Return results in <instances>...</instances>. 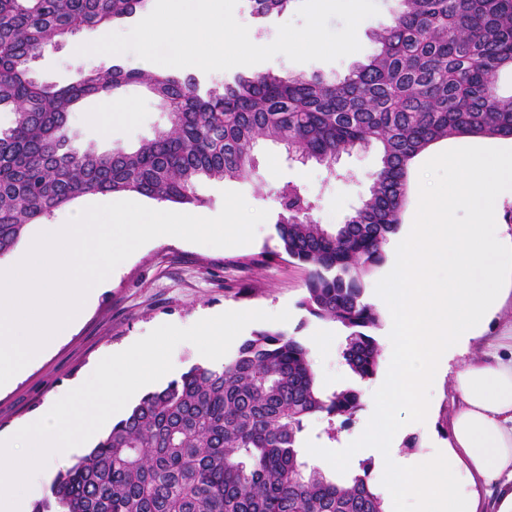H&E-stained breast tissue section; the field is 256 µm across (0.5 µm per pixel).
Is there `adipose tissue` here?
<instances>
[{
    "label": "adipose tissue",
    "instance_id": "adipose-tissue-1",
    "mask_svg": "<svg viewBox=\"0 0 512 512\" xmlns=\"http://www.w3.org/2000/svg\"><path fill=\"white\" fill-rule=\"evenodd\" d=\"M428 162L448 179L421 196L414 223L392 243V262L375 294L389 324L386 380L381 389L364 388L370 420L349 451H374L392 512L407 500L414 512H480L485 495L497 512H512V356L467 358L512 274V237L489 221L512 196V150L449 148ZM461 208L470 212L469 223H455ZM447 372L458 398L447 447L400 455L396 443L406 428L398 405L427 422L430 391Z\"/></svg>",
    "mask_w": 512,
    "mask_h": 512
}]
</instances>
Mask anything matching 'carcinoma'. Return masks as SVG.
<instances>
[{"label": "carcinoma", "mask_w": 512, "mask_h": 512, "mask_svg": "<svg viewBox=\"0 0 512 512\" xmlns=\"http://www.w3.org/2000/svg\"><path fill=\"white\" fill-rule=\"evenodd\" d=\"M144 0H0V258L26 227L79 196L135 192L198 202L196 184L245 179L255 149L272 142L323 165L378 149L369 196L345 223H317L316 204L295 183L277 191L275 232L288 262L307 271L298 301L309 316L347 330L341 356L360 380L374 377L380 346L367 279L386 261L402 224L408 168L449 137L512 138V0H399L373 31L374 54L336 82L320 74H238L203 89L193 76L112 66L74 83L42 84L31 63L42 47L82 28L105 29ZM255 14L283 13L293 0H251ZM146 88L169 127L134 149L73 145L69 114L88 97ZM361 392L316 383L308 347L280 329L255 331L219 368L194 365L144 394L75 463L58 470L33 512H384L367 464L345 481L301 454L314 417L349 421Z\"/></svg>", "instance_id": "cac0c4a2"}]
</instances>
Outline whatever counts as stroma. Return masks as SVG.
Instances as JSON below:
<instances>
[{
  "mask_svg": "<svg viewBox=\"0 0 512 512\" xmlns=\"http://www.w3.org/2000/svg\"><path fill=\"white\" fill-rule=\"evenodd\" d=\"M376 3L378 15L363 20L357 29L361 45L358 52L333 62L296 63L278 55L249 66V73H318L330 79H343L354 64L366 61L373 53V30L393 20L397 0H376ZM234 15L257 40L264 42L274 41L278 26L297 18L293 9L281 15H256L250 0H238ZM99 34V29L86 28L67 41L46 45L33 63L37 79L61 86L79 80L89 70L106 71L116 63L128 68L143 67V60L131 53L112 57L77 54V47L95 40ZM123 96L134 102L135 118L111 135L91 119V112L100 108L101 99H85L71 112L69 129L76 146L100 152L130 149L167 127L165 109L142 88L127 87ZM256 161V169L248 179L201 180L197 185L200 203L171 206L175 212L213 217L223 207V191L241 192L251 207L268 212L254 240L245 245L218 248L169 237L149 241L138 248L113 271L106 288L74 326L71 336L32 364L9 388L0 391V436L13 434L22 423L47 413L55 397L82 385L107 352L125 349L160 325L189 326L200 316L213 317L226 311L289 310L290 318L284 322V330L297 332L308 344L317 337L327 338L333 344L331 355L315 348L310 352L320 388L330 391L340 384L356 385V378L344 372L340 357L345 331L334 322L310 317L297 305L307 273L303 267L278 256L280 243L274 224L279 205L275 192L284 183L299 184L316 199L314 216L319 223H343L369 193L372 175L379 165L378 151L371 147L342 156L341 167L352 174L347 181L328 179L325 168L317 163L289 160L287 152L272 143H260ZM511 338L512 294L505 299L484 335L474 341L469 356L483 357L486 352L499 350ZM431 395L435 412L427 437L417 441L421 449L447 446L449 424L457 404L450 377H440ZM364 418V413H357L351 424L338 430L332 439L324 432V421L318 417L312 419L304 442L305 457L315 461L324 452L339 456V442L357 436L365 426Z\"/></svg>",
  "mask_w": 512,
  "mask_h": 512,
  "instance_id": "obj_1",
  "label": "stroma"
}]
</instances>
